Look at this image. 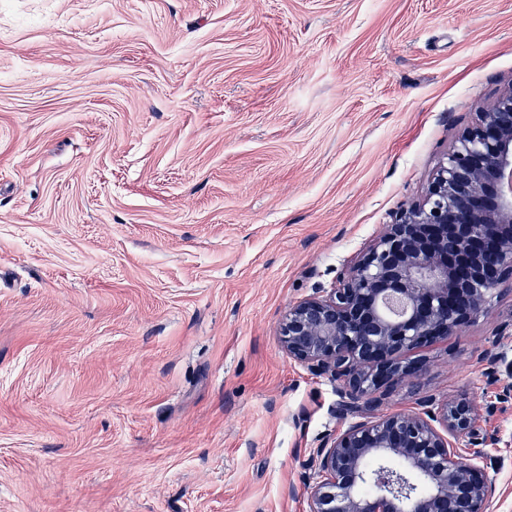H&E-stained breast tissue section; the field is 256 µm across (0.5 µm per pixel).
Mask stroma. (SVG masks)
<instances>
[{
    "label": "stroma",
    "mask_w": 512,
    "mask_h": 512,
    "mask_svg": "<svg viewBox=\"0 0 512 512\" xmlns=\"http://www.w3.org/2000/svg\"><path fill=\"white\" fill-rule=\"evenodd\" d=\"M512 81V0H0V512H306L339 384L288 307ZM512 285L381 412L467 398L512 512ZM487 360L491 365V369L487 374V380L490 382L501 381V376L505 374L508 382L503 386L501 394V404H512V360H508L507 355L503 352L490 351L487 353Z\"/></svg>",
    "instance_id": "35a3bbf8"
}]
</instances>
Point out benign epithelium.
Here are the masks:
<instances>
[{
	"label": "benign epithelium",
	"mask_w": 512,
	"mask_h": 512,
	"mask_svg": "<svg viewBox=\"0 0 512 512\" xmlns=\"http://www.w3.org/2000/svg\"><path fill=\"white\" fill-rule=\"evenodd\" d=\"M512 279V82L477 114L434 174L425 201L387 226L339 286L288 308L280 341L288 358L341 382V409L361 419L308 459V512H488L494 492L481 432L466 399L376 416L381 396L419 378L406 352L455 334ZM487 380L512 360L490 351ZM468 447H458L459 438Z\"/></svg>",
	"instance_id": "obj_1"
}]
</instances>
